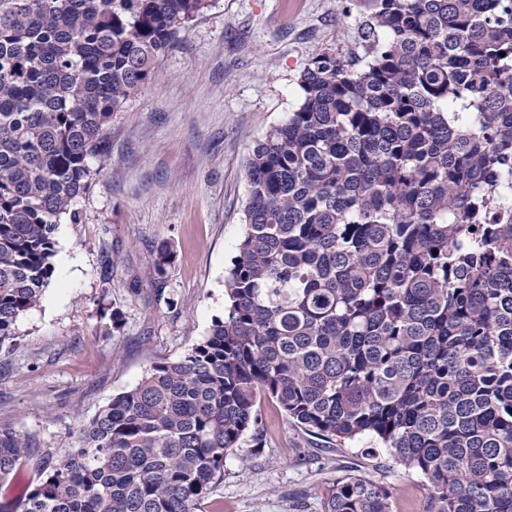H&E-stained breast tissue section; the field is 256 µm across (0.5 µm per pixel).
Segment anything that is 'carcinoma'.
Here are the masks:
<instances>
[{
	"label": "carcinoma",
	"instance_id": "obj_1",
	"mask_svg": "<svg viewBox=\"0 0 512 512\" xmlns=\"http://www.w3.org/2000/svg\"><path fill=\"white\" fill-rule=\"evenodd\" d=\"M247 162L224 318L41 450L0 422V512H197L256 391L370 437L427 512H512V0H356ZM208 0H0V348L39 304L88 158ZM173 252L154 260L165 288ZM336 481L325 512H390Z\"/></svg>",
	"mask_w": 512,
	"mask_h": 512
}]
</instances>
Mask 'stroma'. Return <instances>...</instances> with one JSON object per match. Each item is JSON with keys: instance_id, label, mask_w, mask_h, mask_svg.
I'll use <instances>...</instances> for the list:
<instances>
[{"instance_id": "stroma-1", "label": "stroma", "mask_w": 512, "mask_h": 512, "mask_svg": "<svg viewBox=\"0 0 512 512\" xmlns=\"http://www.w3.org/2000/svg\"><path fill=\"white\" fill-rule=\"evenodd\" d=\"M355 0H211L117 113L77 221L62 220L53 273L37 306L0 349V422L42 448L175 360L224 314V277L244 224L246 161L298 104L309 59L352 44ZM174 259L164 298L151 286L161 247ZM261 442L224 463V512H325L334 481L365 475L392 489L391 512H426L420 478L365 437L327 445L257 392Z\"/></svg>"}]
</instances>
